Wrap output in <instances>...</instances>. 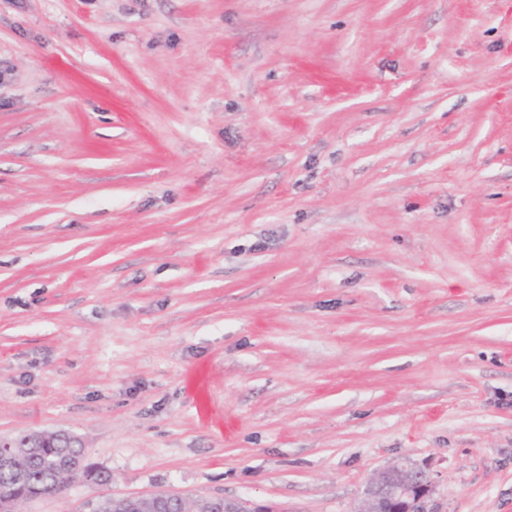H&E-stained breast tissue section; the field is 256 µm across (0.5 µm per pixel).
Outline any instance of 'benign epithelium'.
<instances>
[{
  "label": "benign epithelium",
  "mask_w": 512,
  "mask_h": 512,
  "mask_svg": "<svg viewBox=\"0 0 512 512\" xmlns=\"http://www.w3.org/2000/svg\"><path fill=\"white\" fill-rule=\"evenodd\" d=\"M0 465L23 477V460L12 438L0 437ZM434 493L433 482L427 471L412 462H404L387 467L367 481L358 500L355 512H425L427 500ZM121 507L133 512H267L255 506L253 509H237L218 501L190 500L182 496L165 493L150 496H127L120 500Z\"/></svg>",
  "instance_id": "benign-epithelium-1"
}]
</instances>
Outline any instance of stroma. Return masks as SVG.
Returning a JSON list of instances; mask_svg holds the SVG:
<instances>
[{
    "label": "stroma",
    "mask_w": 512,
    "mask_h": 512,
    "mask_svg": "<svg viewBox=\"0 0 512 512\" xmlns=\"http://www.w3.org/2000/svg\"><path fill=\"white\" fill-rule=\"evenodd\" d=\"M0 436L112 482L512 512V0H0ZM408 474L410 479L402 476ZM387 482L386 496L378 488ZM434 493L427 471L412 462L387 467L367 481L355 512H425L427 500ZM383 507L385 509L383 510ZM425 507V509H422Z\"/></svg>",
    "instance_id": "stroma-1"
}]
</instances>
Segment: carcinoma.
<instances>
[{"instance_id":"1","label":"carcinoma","mask_w":512,"mask_h":512,"mask_svg":"<svg viewBox=\"0 0 512 512\" xmlns=\"http://www.w3.org/2000/svg\"><path fill=\"white\" fill-rule=\"evenodd\" d=\"M68 456L75 461L84 459L80 444L63 448H34L26 463L23 479L19 480L9 470L0 469V512H17V507L27 501L58 492L73 479L82 476L94 485L99 484L100 471L87 466L56 470L49 454Z\"/></svg>"}]
</instances>
